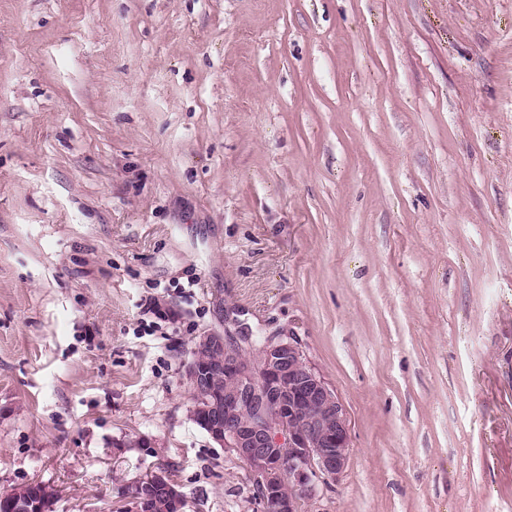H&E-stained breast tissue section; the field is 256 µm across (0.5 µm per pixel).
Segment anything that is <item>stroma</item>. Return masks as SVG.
<instances>
[{
    "label": "stroma",
    "instance_id": "1",
    "mask_svg": "<svg viewBox=\"0 0 512 512\" xmlns=\"http://www.w3.org/2000/svg\"><path fill=\"white\" fill-rule=\"evenodd\" d=\"M213 331L344 405L309 512H512V0H0V492L256 512ZM139 487L140 492L131 491L129 495L130 508L125 509L129 512H171L165 499L157 497L152 501V511L150 502L152 496L157 493L167 499L172 512H182L185 504V496L180 487L172 480L168 472L156 470L149 474L148 478H143L134 483ZM147 487L151 494H145L142 487Z\"/></svg>",
    "mask_w": 512,
    "mask_h": 512
}]
</instances>
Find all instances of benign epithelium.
<instances>
[{
    "instance_id": "obj_1",
    "label": "benign epithelium",
    "mask_w": 512,
    "mask_h": 512,
    "mask_svg": "<svg viewBox=\"0 0 512 512\" xmlns=\"http://www.w3.org/2000/svg\"><path fill=\"white\" fill-rule=\"evenodd\" d=\"M201 359L186 370L192 419L231 458L246 465L258 492L260 512H304L318 487L347 466V412L308 360L300 337L275 333L254 351L252 337L210 332L196 342ZM224 376V388L215 385ZM128 512H151L152 495L183 512L185 496L168 472L156 470L135 482ZM18 512H48L50 505L10 490Z\"/></svg>"
}]
</instances>
